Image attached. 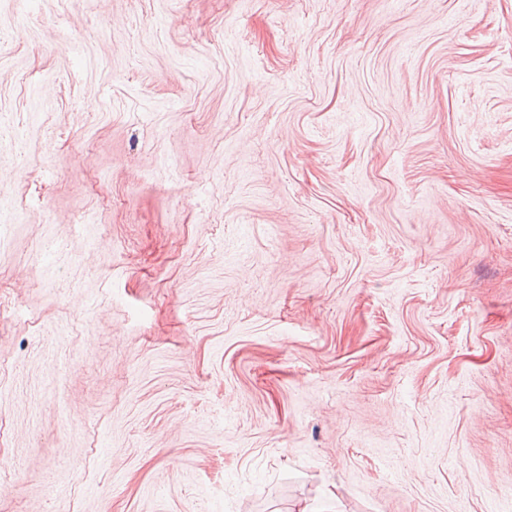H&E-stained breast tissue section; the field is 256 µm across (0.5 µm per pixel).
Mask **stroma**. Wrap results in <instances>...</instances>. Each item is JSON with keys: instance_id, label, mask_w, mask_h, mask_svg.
I'll list each match as a JSON object with an SVG mask.
<instances>
[{"instance_id": "obj_1", "label": "stroma", "mask_w": 512, "mask_h": 512, "mask_svg": "<svg viewBox=\"0 0 512 512\" xmlns=\"http://www.w3.org/2000/svg\"><path fill=\"white\" fill-rule=\"evenodd\" d=\"M0 512H512V0H0Z\"/></svg>"}]
</instances>
